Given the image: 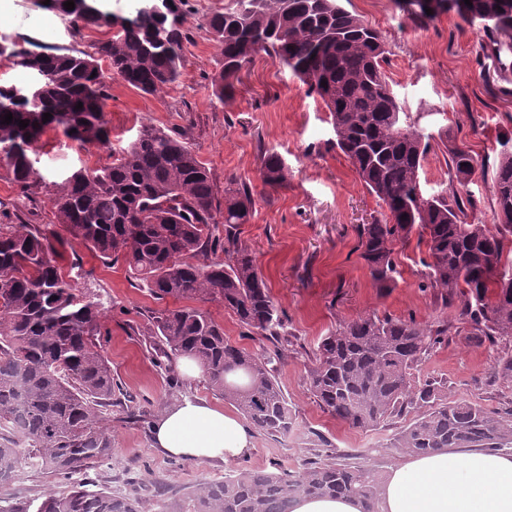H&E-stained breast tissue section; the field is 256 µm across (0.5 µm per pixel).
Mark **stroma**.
Instances as JSON below:
<instances>
[{
    "label": "stroma",
    "instance_id": "obj_1",
    "mask_svg": "<svg viewBox=\"0 0 512 512\" xmlns=\"http://www.w3.org/2000/svg\"><path fill=\"white\" fill-rule=\"evenodd\" d=\"M349 11L378 29L386 43L384 68L410 122L429 135L420 181L432 194L448 183V151L460 147L485 167L459 185L472 199L468 219L494 221V165L501 137H512V53L494 54L489 40L456 15L427 25L411 24L395 0H349ZM187 65L170 88L145 94L113 84L106 115L112 146H78L47 129L33 146L42 180L18 185L0 167V224H56L50 202L64 179L83 166L109 163V151L133 141L151 124L185 142L210 172L216 198L229 176L249 184L256 201L239 237L253 251L281 311L276 336H256L217 301L202 308L224 328L231 343L246 350L279 354L276 376L292 412L285 434L255 432L249 457L193 463L152 446L151 427L159 404L185 397L223 405V396L204 378L186 379L177 368L159 367L139 334L153 313L172 307L132 279L120 261L103 262L85 247L61 239L56 259L63 267L80 262L78 288L99 302L109 331L101 345L112 377L133 393L144 416L133 420L122 408L108 416L115 454L70 479H54L23 465L4 492L26 500L66 490L70 482L96 481L99 488L125 491L132 480L164 479L188 487L223 478L239 469L274 466L294 471L314 456L360 455L364 464L387 471L403 454L386 447L390 429L362 430L325 413L306 385V370L323 336L339 324L367 315L391 316L446 329L414 370L417 382H439L454 401H472L497 411L512 409V383L494 373L499 349L474 339L461 319L462 301H443L429 288L424 248L416 241L396 245V284L375 288L361 257L358 225L384 219L385 208L371 195L335 145L327 109L306 85L270 57L259 54L239 74L236 91L224 102L212 95L210 80L224 61L222 46L203 28L204 11L184 0ZM277 152L290 170L287 188L272 190L260 177L262 151Z\"/></svg>",
    "mask_w": 512,
    "mask_h": 512
}]
</instances>
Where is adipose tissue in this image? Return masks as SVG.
I'll return each mask as SVG.
<instances>
[{"label":"adipose tissue","instance_id":"1","mask_svg":"<svg viewBox=\"0 0 512 512\" xmlns=\"http://www.w3.org/2000/svg\"><path fill=\"white\" fill-rule=\"evenodd\" d=\"M153 445L196 463L250 456L253 429L241 416L185 398L162 409ZM379 512H512V452L440 448L409 456L387 472Z\"/></svg>","mask_w":512,"mask_h":512}]
</instances>
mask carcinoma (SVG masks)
I'll return each mask as SVG.
<instances>
[{"label": "carcinoma", "instance_id": "carcinoma-1", "mask_svg": "<svg viewBox=\"0 0 512 512\" xmlns=\"http://www.w3.org/2000/svg\"><path fill=\"white\" fill-rule=\"evenodd\" d=\"M50 2L52 11L69 18L73 37L93 28L109 37L76 53L33 43L11 47L7 61L38 73L43 88L33 104L15 99L24 90L0 87V156L6 157L0 166L21 185L43 179L32 145L46 127L60 128L81 146L108 145L105 107L112 82L156 94L177 83L186 64L182 18L174 25L138 8L130 17L91 13L83 0H73L72 10L64 8L66 0ZM342 2L262 0L254 10L235 7L211 17L208 28L224 45L212 95L220 103L231 96L240 71L261 52L308 85L329 112L336 147L388 211L384 222L358 226L361 257L375 287H393L394 245L418 233L431 287L446 300L464 297L470 335L506 345L495 370L511 382L512 288L501 286L500 278H509L512 261L506 254L512 242V149L500 151L495 166L494 225L468 222L473 202L455 184L476 174L478 160L464 148L448 152V186L424 195L419 170L429 143L404 119L382 66L380 32ZM470 2L407 0L406 16L424 24L454 13L479 26L498 50L511 51L512 0ZM7 113L13 120L3 124ZM45 113L51 114L47 122ZM21 120L29 121L24 129ZM260 175L264 184L278 187L288 183L289 170L267 151ZM51 202L58 231L47 224H0V472L15 473L32 460L42 472L66 478L112 456L110 408L124 407L130 418L138 414L136 397L113 381L102 353L99 303L80 292L55 260L59 231L105 261L123 260L158 300L219 301L259 336L277 335L281 320L252 251L238 237L239 226L253 216L251 187L231 178L224 204L217 203L204 163L169 133L142 127L112 164L73 171ZM445 333L388 316L345 322L322 338L307 368L308 391L323 411L354 428L402 421L385 447L404 455L511 448L512 413L450 401L434 384L413 380L412 370ZM142 337L161 365L180 355L194 358L211 388L255 428L268 434L290 429L273 359L232 344L203 309L163 310ZM229 366L238 367L247 383L227 382ZM380 479L379 470L346 458H310L296 471L238 470L188 489L156 481H133L125 493L78 486L47 495L37 512H288L296 496L356 497L364 512H378Z\"/></svg>", "mask_w": 512, "mask_h": 512}]
</instances>
